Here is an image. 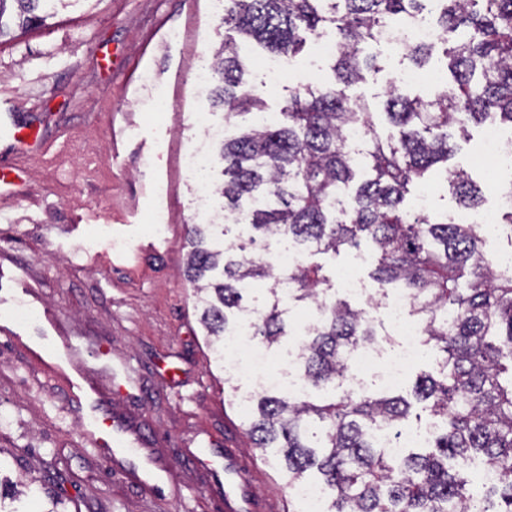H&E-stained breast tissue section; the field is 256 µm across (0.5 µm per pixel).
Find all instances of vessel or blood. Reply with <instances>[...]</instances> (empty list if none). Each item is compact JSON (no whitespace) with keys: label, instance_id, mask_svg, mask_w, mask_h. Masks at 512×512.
<instances>
[{"label":"vessel or blood","instance_id":"obj_1","mask_svg":"<svg viewBox=\"0 0 512 512\" xmlns=\"http://www.w3.org/2000/svg\"><path fill=\"white\" fill-rule=\"evenodd\" d=\"M0 140L5 143L0 150V186L5 188L10 184V174L19 169V157L42 154L47 146L31 127L12 122L7 112L0 114ZM0 335L24 343L27 357L34 361L43 360L47 351H54L67 370L63 377L66 397L82 412L83 437L95 453L110 463L143 498L169 492L166 471L154 458L149 440L105 409L102 389L89 375L84 352L73 346L54 322H47L31 337L24 326L13 322L0 327ZM222 471L224 512H253V488L243 479L235 455L225 454Z\"/></svg>","mask_w":512,"mask_h":512}]
</instances>
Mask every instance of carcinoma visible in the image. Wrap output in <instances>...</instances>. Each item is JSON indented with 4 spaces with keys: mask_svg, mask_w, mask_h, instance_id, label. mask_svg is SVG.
Returning <instances> with one entry per match:
<instances>
[{
    "mask_svg": "<svg viewBox=\"0 0 512 512\" xmlns=\"http://www.w3.org/2000/svg\"><path fill=\"white\" fill-rule=\"evenodd\" d=\"M65 2L0 0V37L9 34L5 15H15L19 28L41 25ZM408 16L430 17L441 29L452 82L414 97L390 87L385 115L397 134L385 139L356 88L380 69L368 46L387 22ZM220 25L212 107L235 128L217 152L221 234L242 214L250 236L213 249L195 225L183 274L199 294L200 323L206 335L223 338L250 316L254 338L280 348L291 335L279 308L283 279L296 301L321 311L297 353L307 393L291 399L267 388L242 396L252 447L275 449L289 489L321 486L324 512H512V273L493 267L475 225L408 207L412 190L453 154V136L466 140L470 126L489 118L512 129V0H224ZM324 31L337 43L331 87L294 89L276 125L258 122L266 101L245 79L238 41L294 57ZM434 48L409 44L401 55L422 67ZM352 126L365 132L361 155L372 173L364 178L344 144ZM450 186L457 208L479 207L481 188L465 171L454 172ZM282 238L301 254L287 269L252 253ZM364 243L378 253L370 277L410 297L438 363L437 375L419 376L408 397L344 386L347 357L379 338L363 309L336 297L314 257ZM267 280L263 300L245 296L246 284ZM415 402L434 430L427 447L394 456L379 431L397 434L421 419ZM467 454L498 474L480 498L449 464ZM18 485L0 480V512H17L6 501L22 494Z\"/></svg>",
    "mask_w": 512,
    "mask_h": 512,
    "instance_id": "cac0c4a2",
    "label": "carcinoma"
}]
</instances>
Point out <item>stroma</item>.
<instances>
[{"label": "stroma", "mask_w": 512, "mask_h": 512, "mask_svg": "<svg viewBox=\"0 0 512 512\" xmlns=\"http://www.w3.org/2000/svg\"><path fill=\"white\" fill-rule=\"evenodd\" d=\"M213 0H78L48 25L0 38V113H16L59 155L29 160L0 199V280L38 296L35 317L54 318L89 358L110 410L155 439L168 459L172 496L147 501L80 436L61 376H49L17 344L0 339V470L27 479L62 512H224L214 493L217 450L237 449L263 477L261 512H301L279 467L252 448L244 407L215 359L183 275L198 202L185 159L197 146L196 116L210 111L195 75L222 40ZM381 71L358 90L381 111L407 64L378 52ZM484 131L470 128L447 168L430 178V210L452 213L451 172L467 171L496 191L472 163ZM120 139V155L112 141ZM119 368L110 377L105 363Z\"/></svg>", "instance_id": "obj_1"}]
</instances>
